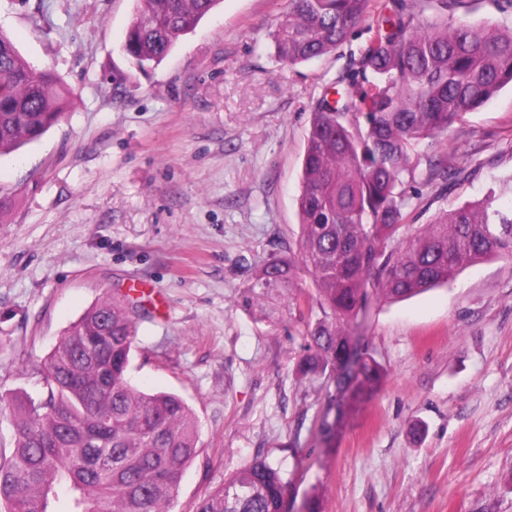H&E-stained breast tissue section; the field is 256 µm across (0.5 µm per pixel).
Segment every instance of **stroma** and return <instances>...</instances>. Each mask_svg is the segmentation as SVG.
<instances>
[{"label":"stroma","mask_w":512,"mask_h":512,"mask_svg":"<svg viewBox=\"0 0 512 512\" xmlns=\"http://www.w3.org/2000/svg\"><path fill=\"white\" fill-rule=\"evenodd\" d=\"M134 0H0V29L72 92L39 140L0 157V394L104 298L145 284L131 384L181 394L202 454L172 512L255 457L285 460V512H512V258L413 298L371 301L351 333L384 370L336 391L294 368L306 324L287 293L244 305L255 268L297 249L312 106L370 33L294 68L272 34L288 0H222L157 67L120 49ZM407 223L512 177V88L434 142ZM331 430L319 435L320 422Z\"/></svg>","instance_id":"obj_1"}]
</instances>
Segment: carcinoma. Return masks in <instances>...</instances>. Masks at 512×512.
Segmentation results:
<instances>
[{
	"label": "carcinoma",
	"instance_id": "obj_1",
	"mask_svg": "<svg viewBox=\"0 0 512 512\" xmlns=\"http://www.w3.org/2000/svg\"><path fill=\"white\" fill-rule=\"evenodd\" d=\"M467 0H385L358 68L313 105L297 198L298 251L261 264L247 299L298 288L288 303L321 313L295 367L336 389L378 384L384 371L345 327L369 294L387 300L446 284L465 267L512 257V206L489 188L428 224L404 222L418 169L446 174L424 147L512 86V25L458 15ZM123 52L146 70L220 0H135ZM369 0H288L273 33L290 66L336 50L366 21ZM71 92L37 70L0 30V156L39 139ZM309 280V289L298 282ZM136 308L103 299L36 369L43 397L0 395L11 438L0 444V512H171L201 454L199 421L178 394L127 380ZM288 470L257 457L195 512H283Z\"/></svg>",
	"mask_w": 512,
	"mask_h": 512
}]
</instances>
